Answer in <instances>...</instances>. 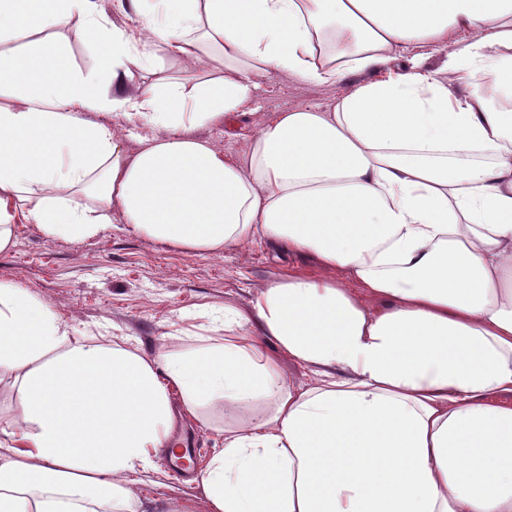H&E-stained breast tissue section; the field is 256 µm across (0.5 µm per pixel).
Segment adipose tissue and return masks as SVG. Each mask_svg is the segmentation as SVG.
<instances>
[{
  "mask_svg": "<svg viewBox=\"0 0 512 512\" xmlns=\"http://www.w3.org/2000/svg\"><path fill=\"white\" fill-rule=\"evenodd\" d=\"M118 3L139 35L112 29L92 81L55 35H95L100 0H0V43L26 40L0 55V253L18 220L75 241L117 212L165 246L262 238L320 271L225 304L223 335L186 331L178 356L85 342L0 282V512H153L134 478L176 417L262 399L197 476L208 512H512V0ZM136 68L154 83L133 96ZM274 73L355 83L259 123L240 161L193 136ZM114 116L151 128L136 153Z\"/></svg>",
  "mask_w": 512,
  "mask_h": 512,
  "instance_id": "obj_1",
  "label": "adipose tissue"
}]
</instances>
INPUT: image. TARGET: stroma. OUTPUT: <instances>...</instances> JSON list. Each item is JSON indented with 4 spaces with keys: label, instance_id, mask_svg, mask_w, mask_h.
<instances>
[{
    "label": "stroma",
    "instance_id": "35a3bbf8",
    "mask_svg": "<svg viewBox=\"0 0 512 512\" xmlns=\"http://www.w3.org/2000/svg\"><path fill=\"white\" fill-rule=\"evenodd\" d=\"M350 82L314 85L286 74L264 79L253 104L232 116L195 128L225 156L243 159L254 126L299 105L328 109L347 93ZM314 273L309 257H291L264 240L225 248L219 255L188 254L131 232L122 215L96 237L64 242L19 221L14 245L0 253V281H13L56 311L77 338L105 335L146 355L155 354L162 337L169 350L181 349L180 330L205 325L208 313L225 303L246 306L252 294L280 272ZM251 409L211 411L201 423L176 419L172 436L192 437L201 461L224 446L223 426L239 424ZM160 505L206 512L195 484L176 476L170 461L150 473L138 487Z\"/></svg>",
    "mask_w": 512,
    "mask_h": 512
}]
</instances>
